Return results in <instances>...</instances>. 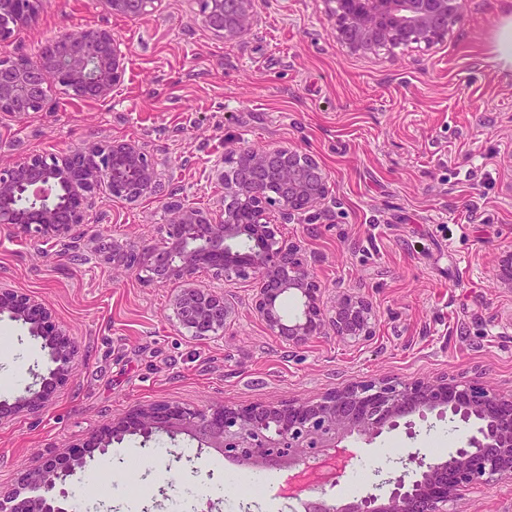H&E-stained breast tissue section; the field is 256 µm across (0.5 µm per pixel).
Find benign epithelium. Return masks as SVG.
Listing matches in <instances>:
<instances>
[{
    "instance_id": "obj_1",
    "label": "benign epithelium",
    "mask_w": 512,
    "mask_h": 512,
    "mask_svg": "<svg viewBox=\"0 0 512 512\" xmlns=\"http://www.w3.org/2000/svg\"><path fill=\"white\" fill-rule=\"evenodd\" d=\"M334 21L336 42L350 55L380 50L427 52L446 41L464 19L461 0H324ZM116 15L139 19L159 10L161 0H101ZM204 26L226 43H241L256 22L257 0H197ZM40 8L33 0H0V47L17 32L35 25ZM112 29L86 25L79 35L61 34L42 49L38 61L0 57V112L24 115L46 109L51 87L73 100L105 103L124 82L126 53ZM224 189L216 217L170 190L152 157L134 140L93 144L59 162L30 153L0 168V224L19 236L46 241L70 238L87 223L89 207L105 189L115 198L136 203L166 201L160 238L140 256L116 240L109 243L112 263L148 282L181 284L172 312L188 333L217 335L232 315L224 282L235 276L254 284L251 309L271 335L299 345L332 334L348 343L374 338L376 315L363 295L342 292L325 308L324 289L311 272L300 244L281 237L277 213L290 222L331 197L330 176L318 160L295 146L264 150L243 146L224 151L212 165ZM211 272L216 285L201 288L197 272ZM287 294L302 301L300 315L286 320L279 302ZM8 318L40 338L48 354V374L39 389L29 388L14 412L35 411L48 401L54 384L73 367L75 342L56 327L42 302L11 288L0 289V318ZM449 419L467 429L460 446L439 456L421 450L401 458L402 473L385 494H366L322 507L326 487H333L348 459L351 436L366 444L405 427L413 435L416 421ZM148 440L158 433L186 434L198 447L211 448L253 468L270 463L269 448H282L288 471L311 469V463L337 464L334 478L315 482L320 497L305 512H448L461 492L512 477V395L478 381L436 379L400 384L389 379L349 384L316 401L293 400L281 406L193 409L159 404L137 408L119 428L98 439L105 453L125 434ZM82 466L78 453L63 465L45 459L26 480L36 494L19 498L0 486V512H69L66 486Z\"/></svg>"
}]
</instances>
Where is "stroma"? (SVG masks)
<instances>
[{
	"label": "stroma",
	"instance_id": "obj_1",
	"mask_svg": "<svg viewBox=\"0 0 512 512\" xmlns=\"http://www.w3.org/2000/svg\"><path fill=\"white\" fill-rule=\"evenodd\" d=\"M501 0H466L465 18L426 54L353 56L341 50L323 0H259L244 45L216 37L187 0L128 20L99 0H46L39 24L6 53L37 61L44 43L84 25L112 28L127 47L125 81L110 102L50 93L44 112H0V166L40 153L61 157L115 138L143 143L178 196L211 209L222 194L210 166L224 149L288 143L320 158L334 181L309 222H280L300 241L323 287L369 297L376 335L364 345L323 336L291 347L251 311L253 285L229 282L234 311L223 335H189L169 317L177 285L145 283L112 267L101 244L142 251L158 238L159 201L96 196L83 236L47 243L0 228V285L45 301L77 353L69 380L48 404L0 421V484L22 488L40 458L85 450L89 482L69 485L86 512H287L280 469L243 466L186 435L125 436L108 453L97 436L136 408L163 403L277 406L316 400L350 383L477 379L512 393V69L492 62ZM29 351L11 404L45 373L47 352L22 325L0 320V360ZM373 444L350 440L355 457L329 489L350 500L371 492L372 471L399 475L415 448L448 449L464 428L419 424ZM263 498L248 490L254 475ZM451 512H512V480L463 492Z\"/></svg>",
	"mask_w": 512,
	"mask_h": 512
}]
</instances>
